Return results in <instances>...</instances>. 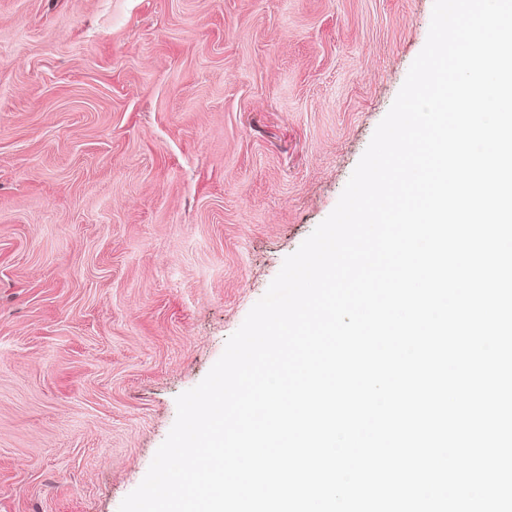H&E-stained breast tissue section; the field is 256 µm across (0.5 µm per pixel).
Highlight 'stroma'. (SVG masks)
I'll list each match as a JSON object with an SVG mask.
<instances>
[{"mask_svg": "<svg viewBox=\"0 0 512 512\" xmlns=\"http://www.w3.org/2000/svg\"><path fill=\"white\" fill-rule=\"evenodd\" d=\"M432 8L0 0V512H119Z\"/></svg>", "mask_w": 512, "mask_h": 512, "instance_id": "1", "label": "stroma"}]
</instances>
